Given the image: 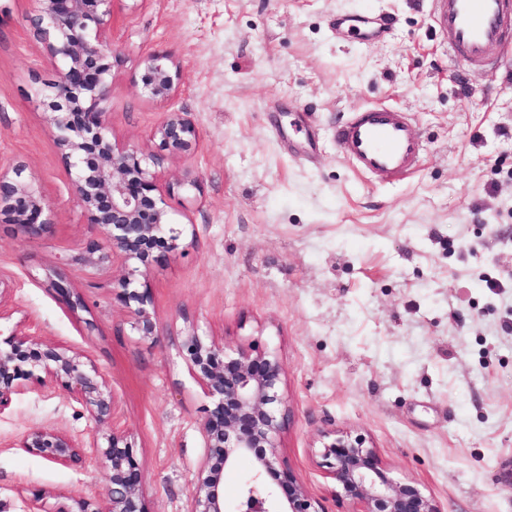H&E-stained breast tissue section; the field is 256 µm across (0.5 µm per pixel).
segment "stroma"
<instances>
[{"label":"stroma","instance_id":"stroma-1","mask_svg":"<svg viewBox=\"0 0 512 512\" xmlns=\"http://www.w3.org/2000/svg\"><path fill=\"white\" fill-rule=\"evenodd\" d=\"M34 0H0V165L24 162L51 234L0 223V333L26 325L105 374L143 468L148 512H189L209 400L181 355L188 329L284 369L281 461L321 512H347L320 456L345 434L441 512H512V50L496 71L455 61L433 0H113L114 140L154 149L182 112L198 139L156 170L193 244L163 249L146 280L158 342L130 331L112 289L120 260L80 262L87 224L35 93L56 65ZM345 14L390 16L371 46L340 42ZM178 68L152 98L150 56ZM374 103L409 112L418 173L381 184L336 154V121ZM83 296L70 309L45 279ZM502 281L489 291L485 278ZM84 448L78 465L25 452L34 427ZM95 422L68 393L22 382L0 409V512H74L98 497Z\"/></svg>","mask_w":512,"mask_h":512}]
</instances>
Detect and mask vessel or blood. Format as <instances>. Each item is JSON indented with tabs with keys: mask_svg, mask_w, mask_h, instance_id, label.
I'll use <instances>...</instances> for the list:
<instances>
[{
	"mask_svg": "<svg viewBox=\"0 0 512 512\" xmlns=\"http://www.w3.org/2000/svg\"><path fill=\"white\" fill-rule=\"evenodd\" d=\"M433 26L448 38L452 53L468 67L487 65L491 47L507 36L503 0H435ZM336 30L352 43L369 38L361 16L338 19ZM336 153L359 174L380 182L402 181L420 164L422 139L409 113L389 105H371L352 113L333 134Z\"/></svg>",
	"mask_w": 512,
	"mask_h": 512,
	"instance_id": "vessel-or-blood-1",
	"label": "vessel or blood"
}]
</instances>
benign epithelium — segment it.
<instances>
[{
    "mask_svg": "<svg viewBox=\"0 0 512 512\" xmlns=\"http://www.w3.org/2000/svg\"><path fill=\"white\" fill-rule=\"evenodd\" d=\"M34 2L33 34L59 62L57 78L45 95L50 126L87 223L101 236L85 262L96 264L95 254L103 250L121 259L127 273L112 289V298L126 309L132 333L154 343L162 330L140 279L149 275L157 251L178 247L185 227L170 220L152 168L168 156L189 153L196 143L195 128L183 113L170 112L153 132L159 151L113 141L105 123L112 54L102 39L112 23V0ZM175 77L167 58L155 56L145 64L141 82L152 97L166 99ZM24 172L21 162L0 168V223L40 237L53 227L51 208ZM181 352L209 398L201 429L207 453L190 512H226L224 473L242 461L250 463L251 477L240 490L235 512H319L317 502L282 468L280 361L258 348L228 355L223 346L193 330L184 336ZM21 380L70 392L96 424L109 428L104 444L93 440L107 507L96 498L80 499L75 512H148L141 467L134 446L115 422L116 401L103 374L81 354L19 327L0 346V407ZM22 448L55 463L83 461L75 440L51 428L32 429ZM322 456L351 506L349 512H441L416 485L390 479L375 450L359 436L333 440L324 445Z\"/></svg>",
    "mask_w": 512,
    "mask_h": 512,
    "instance_id": "7a95c632",
    "label": "benign epithelium"
}]
</instances>
